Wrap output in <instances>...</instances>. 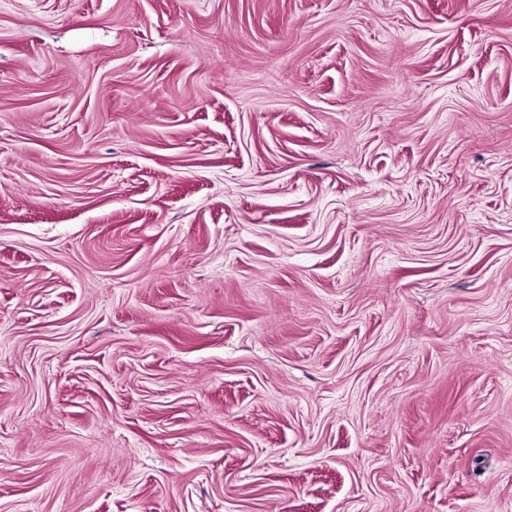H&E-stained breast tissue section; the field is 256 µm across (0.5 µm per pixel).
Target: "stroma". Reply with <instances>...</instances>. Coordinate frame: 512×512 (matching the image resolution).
<instances>
[{"instance_id": "obj_1", "label": "stroma", "mask_w": 512, "mask_h": 512, "mask_svg": "<svg viewBox=\"0 0 512 512\" xmlns=\"http://www.w3.org/2000/svg\"><path fill=\"white\" fill-rule=\"evenodd\" d=\"M0 512H512V0H0Z\"/></svg>"}]
</instances>
